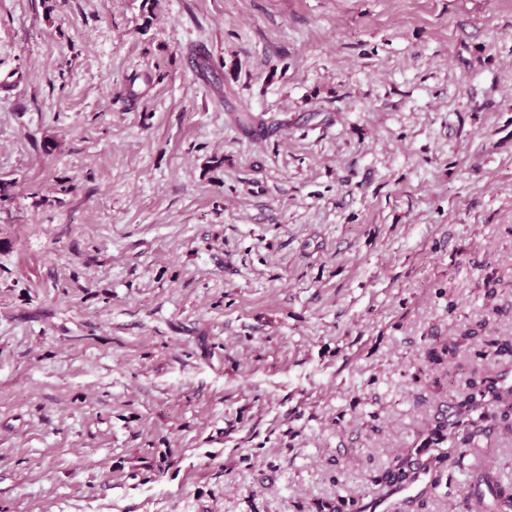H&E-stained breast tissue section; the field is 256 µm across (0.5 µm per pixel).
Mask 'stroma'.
I'll return each mask as SVG.
<instances>
[{
    "label": "stroma",
    "instance_id": "35a3bbf8",
    "mask_svg": "<svg viewBox=\"0 0 512 512\" xmlns=\"http://www.w3.org/2000/svg\"><path fill=\"white\" fill-rule=\"evenodd\" d=\"M476 367L512 0H0V512H361L401 448L469 512Z\"/></svg>",
    "mask_w": 512,
    "mask_h": 512
}]
</instances>
